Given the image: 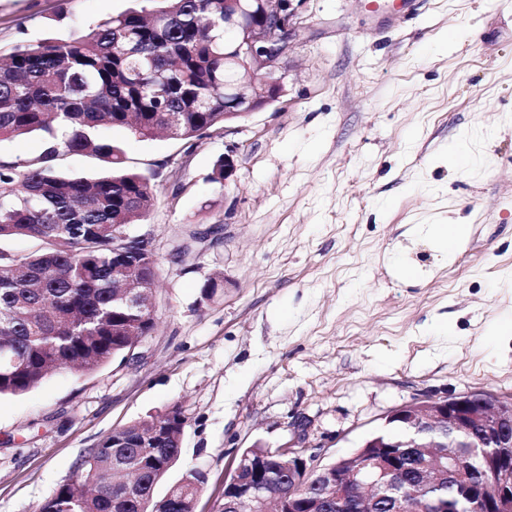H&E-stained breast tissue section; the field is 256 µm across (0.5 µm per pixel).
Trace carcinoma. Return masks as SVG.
<instances>
[{"label": "carcinoma", "instance_id": "obj_1", "mask_svg": "<svg viewBox=\"0 0 512 512\" xmlns=\"http://www.w3.org/2000/svg\"><path fill=\"white\" fill-rule=\"evenodd\" d=\"M242 39L241 28H224V0H138L67 39L0 55V141L31 134L43 141L34 159H0V240L37 242L24 254L0 248V353L18 360L0 370V397L25 395L60 369L93 373L122 356L133 337L151 333L148 297L112 287V228L146 223L157 189L96 132L110 125L141 139L164 133L191 141L224 127L245 72ZM67 154H90L110 169L67 175L55 167ZM177 410L106 436L77 467L82 487L61 486L40 512H193L192 474L157 496L182 453L180 425L158 448L141 444ZM259 453L282 471L274 451H242ZM441 494L404 489L406 500L427 509Z\"/></svg>", "mask_w": 512, "mask_h": 512}]
</instances>
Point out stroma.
<instances>
[{
    "label": "stroma",
    "instance_id": "35a3bbf8",
    "mask_svg": "<svg viewBox=\"0 0 512 512\" xmlns=\"http://www.w3.org/2000/svg\"><path fill=\"white\" fill-rule=\"evenodd\" d=\"M131 5L0 0V51ZM296 7L272 105L189 143L101 129L159 191L130 228L159 255L156 328L129 362L0 398V512H37L113 429L173 406L165 482L200 475L195 512H222L254 444L301 436L328 464L396 408L512 399V0ZM420 224L465 225V242L441 262Z\"/></svg>",
    "mask_w": 512,
    "mask_h": 512
}]
</instances>
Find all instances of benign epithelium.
I'll return each instance as SVG.
<instances>
[{
	"label": "benign epithelium",
	"instance_id": "1",
	"mask_svg": "<svg viewBox=\"0 0 512 512\" xmlns=\"http://www.w3.org/2000/svg\"><path fill=\"white\" fill-rule=\"evenodd\" d=\"M265 3L273 24L246 28L247 73L236 88L244 108L224 113L226 123L271 104L283 91L280 60L300 29L298 16L292 0ZM144 261L159 262L150 234H115L112 276L123 278ZM461 446L468 452H458ZM276 452L288 458V482L270 475L262 456L238 462L224 479V512H234L241 504L249 505L251 512H270L272 504L285 501L290 510L298 505L303 512H320L322 499L302 498L300 493L333 478L338 504L364 490L371 494L367 512H409L402 499L386 497L380 490L401 486L410 469L422 486H447L449 502L469 512H512V399L491 392L431 398L398 408L354 455L329 465L316 463V456L302 448L281 447ZM476 463L494 476L493 482L475 485L465 478Z\"/></svg>",
	"mask_w": 512,
	"mask_h": 512
}]
</instances>
